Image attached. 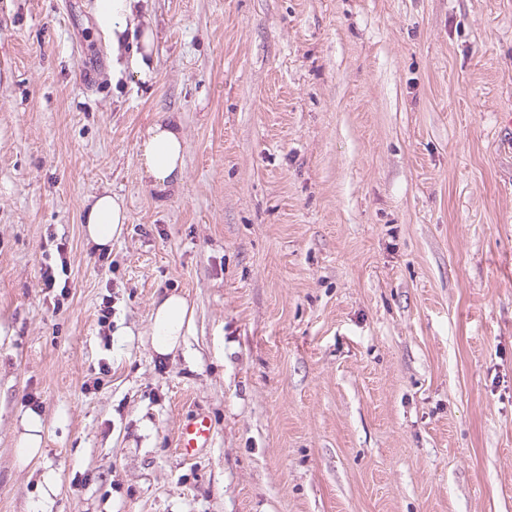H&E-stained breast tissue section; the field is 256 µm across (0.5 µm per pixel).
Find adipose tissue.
Here are the masks:
<instances>
[{
	"label": "adipose tissue",
	"instance_id": "adipose-tissue-1",
	"mask_svg": "<svg viewBox=\"0 0 512 512\" xmlns=\"http://www.w3.org/2000/svg\"><path fill=\"white\" fill-rule=\"evenodd\" d=\"M144 0H94L91 8L94 29L112 50V75L134 74L148 79L152 71L156 35L143 15ZM184 138L175 124L163 122L150 127L141 144L142 175L159 191L177 185L183 176ZM127 222L124 202L104 192L93 197L83 218L88 239L99 248L111 247ZM193 324V310L177 293L154 303L150 323V345L161 356L174 352L185 341Z\"/></svg>",
	"mask_w": 512,
	"mask_h": 512
}]
</instances>
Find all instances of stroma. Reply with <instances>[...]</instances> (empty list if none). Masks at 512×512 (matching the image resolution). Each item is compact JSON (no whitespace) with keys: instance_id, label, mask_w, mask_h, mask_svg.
I'll return each mask as SVG.
<instances>
[{"instance_id":"obj_1","label":"stroma","mask_w":512,"mask_h":512,"mask_svg":"<svg viewBox=\"0 0 512 512\" xmlns=\"http://www.w3.org/2000/svg\"><path fill=\"white\" fill-rule=\"evenodd\" d=\"M91 6L0 0V512H512V0H146L152 76L117 84ZM165 292L194 321L163 361ZM184 148V138L174 123H157L148 129L140 147V162L151 188L163 191L181 181ZM127 211L121 197L104 192L93 197L83 218L85 234L98 248H112L127 222ZM40 282L42 290H54L55 288H60L59 295H55V297L59 296L58 304L60 305V299L65 300L68 296V281L67 278L64 279L63 283L60 280V273L58 268L51 265L50 263H46L40 268ZM215 439V426L211 417L197 409L176 432V450L184 458L194 457L205 448H211ZM21 426L23 431L18 439V456L21 461L30 463L40 453L42 426L35 416L23 417Z\"/></svg>"}]
</instances>
